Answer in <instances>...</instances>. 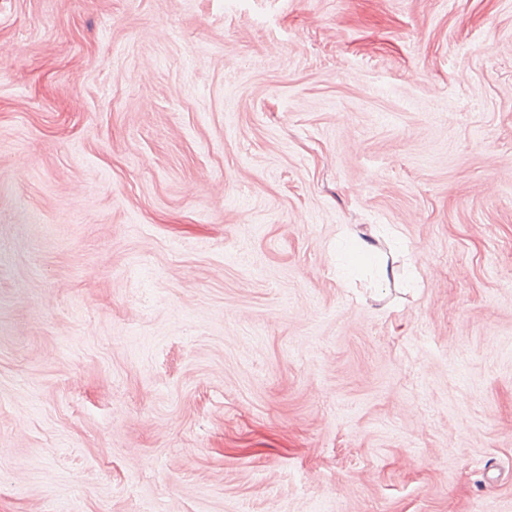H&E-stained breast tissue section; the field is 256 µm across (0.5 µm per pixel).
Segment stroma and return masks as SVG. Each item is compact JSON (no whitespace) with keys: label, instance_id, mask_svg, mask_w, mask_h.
Here are the masks:
<instances>
[{"label":"stroma","instance_id":"obj_1","mask_svg":"<svg viewBox=\"0 0 512 512\" xmlns=\"http://www.w3.org/2000/svg\"><path fill=\"white\" fill-rule=\"evenodd\" d=\"M0 512H512V0H0Z\"/></svg>","mask_w":512,"mask_h":512}]
</instances>
